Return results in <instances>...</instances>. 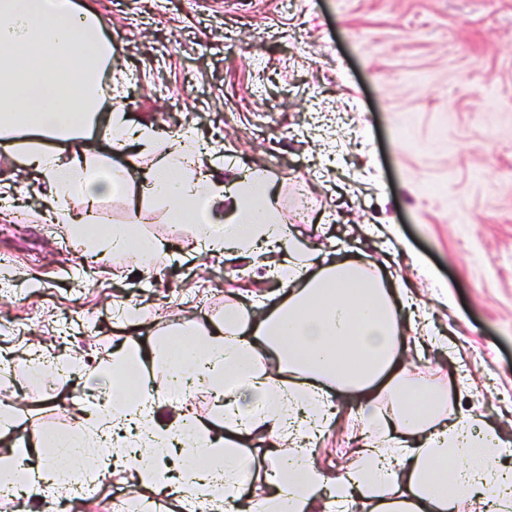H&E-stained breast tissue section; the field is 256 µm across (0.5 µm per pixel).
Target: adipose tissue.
<instances>
[{
    "label": "adipose tissue",
    "mask_w": 512,
    "mask_h": 512,
    "mask_svg": "<svg viewBox=\"0 0 512 512\" xmlns=\"http://www.w3.org/2000/svg\"><path fill=\"white\" fill-rule=\"evenodd\" d=\"M115 55L95 12L75 0H0V148L47 185L44 206L69 225L75 242L103 255L126 254L149 272L167 253L135 224L97 232L85 217L101 199L142 207L150 200L192 225L204 252L268 257L287 292L265 318L243 304L222 323L177 329L158 357L137 349L112 356L106 397L87 396L69 437L43 431L59 460L89 479L122 472L141 495L168 492L177 505L210 512H459L469 498L483 512H512V456L479 411H454L455 395L411 375L401 360L404 322L391 285L358 259L332 261L280 223L267 177L243 176L232 188L184 139L158 152L156 135L103 114L102 66ZM106 124L110 151L128 142L157 153L151 194L133 191L123 169L80 147ZM164 362L157 377L156 360ZM219 390L224 431L179 409L170 388L196 382ZM352 401L349 426L364 439L353 467L330 475L313 446L336 411ZM271 448V493L247 499L237 480L253 467L240 441Z\"/></svg>",
    "instance_id": "obj_1"
}]
</instances>
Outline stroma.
I'll return each instance as SVG.
<instances>
[{
	"label": "stroma",
	"instance_id": "obj_1",
	"mask_svg": "<svg viewBox=\"0 0 512 512\" xmlns=\"http://www.w3.org/2000/svg\"><path fill=\"white\" fill-rule=\"evenodd\" d=\"M120 49L112 99L162 142L191 130L223 155L225 182L257 171L281 224L328 257L372 255L424 308L445 344L402 352L439 386L464 375L477 408L512 443V0H79ZM20 185L25 223L0 222V409L15 416L0 456L77 408L31 357L98 362L144 351L181 323L221 322L249 288L281 295L261 263L201 254L164 207L102 200L98 228L139 225L175 260L150 276L131 258L91 264L44 189L0 151V184ZM99 315L95 333L68 326ZM338 419L315 450L331 473L356 455Z\"/></svg>",
	"mask_w": 512,
	"mask_h": 512
}]
</instances>
